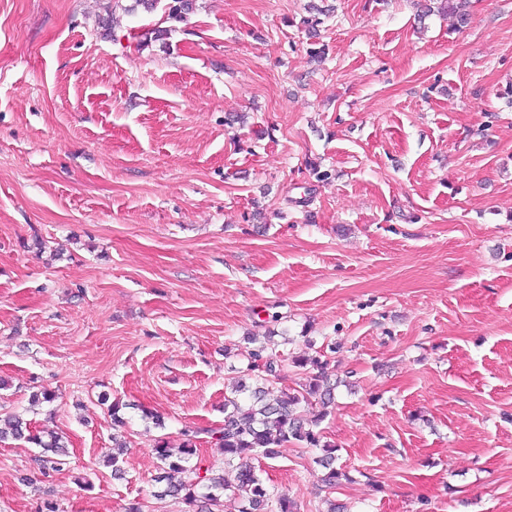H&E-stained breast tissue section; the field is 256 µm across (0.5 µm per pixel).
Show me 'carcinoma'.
<instances>
[{
    "mask_svg": "<svg viewBox=\"0 0 512 512\" xmlns=\"http://www.w3.org/2000/svg\"><path fill=\"white\" fill-rule=\"evenodd\" d=\"M438 12L452 16L464 27L469 21L468 0H438ZM248 370L264 368L255 375L254 385L239 379L229 394L224 396V423L186 429L184 442L178 453H173L164 440L154 445L159 464L156 482L162 485L154 497H167L188 507V512H215L224 492L230 490L244 502L241 512H294V503L284 494L270 491L256 472L234 465V460L246 454L258 453L266 458L279 456L280 449L290 444L322 449L319 464L325 469L323 484L332 488L347 478L341 467H336L335 449L322 442L318 426L334 403L335 385L328 379L327 362L316 358L296 361L299 366L311 365L317 373L309 376L301 389L284 391L275 400L267 399L266 383L279 378L277 355L267 353L260 346L248 351ZM206 437V443L224 456V466L206 468L193 462L197 455V441ZM25 439L41 448L34 458L43 476L63 470L68 451L63 436L54 431L35 433L20 416H0V440L7 437ZM127 442L112 436V451L105 455L114 474H121L120 455Z\"/></svg>",
    "mask_w": 512,
    "mask_h": 512,
    "instance_id": "cac0c4a2",
    "label": "carcinoma"
}]
</instances>
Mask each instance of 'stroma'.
I'll return each mask as SVG.
<instances>
[{
	"mask_svg": "<svg viewBox=\"0 0 512 512\" xmlns=\"http://www.w3.org/2000/svg\"><path fill=\"white\" fill-rule=\"evenodd\" d=\"M469 10L0 0V413L70 451L46 478L1 442L0 512H182L155 441L223 423L269 341L271 397L296 357L340 381L349 480L299 445L242 460L297 512H512V0Z\"/></svg>",
	"mask_w": 512,
	"mask_h": 512,
	"instance_id": "35a3bbf8",
	"label": "stroma"
}]
</instances>
